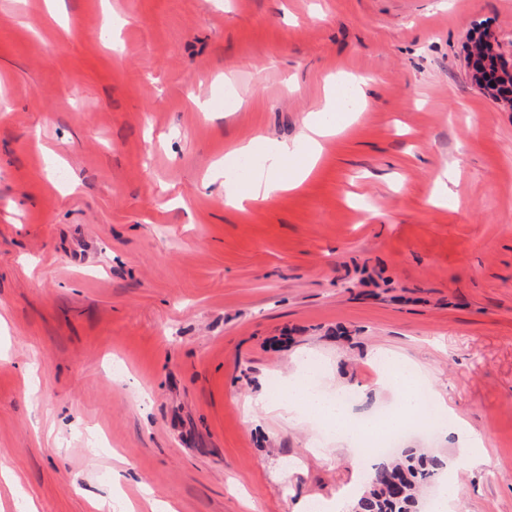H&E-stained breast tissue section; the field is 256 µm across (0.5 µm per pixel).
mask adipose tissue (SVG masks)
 I'll use <instances>...</instances> for the list:
<instances>
[{
	"label": "adipose tissue",
	"instance_id": "adipose-tissue-1",
	"mask_svg": "<svg viewBox=\"0 0 512 512\" xmlns=\"http://www.w3.org/2000/svg\"><path fill=\"white\" fill-rule=\"evenodd\" d=\"M340 124L325 122L321 115L308 117L302 127L299 141L277 142L257 135L248 141L235 144L233 153L258 155L264 160V169L255 173L245 183H228L224 186V198L236 208L244 204L267 199L275 193L299 188L313 173L322 150L321 141L329 134L340 131ZM376 362L387 364V371L381 372L378 383L392 391L395 405L393 423L419 422L422 415V401L419 394L425 376L420 369L411 366L397 369V357L382 349L374 353ZM298 368L288 378L287 397L275 400L258 396L254 404L266 414L294 425H305L320 433L324 443L355 444L362 432L378 428L374 418L351 419L348 412L338 404V397L324 387H308L303 383L306 360H298ZM451 426L458 439V454L449 459L445 468L439 492L432 504V512H458L459 496L456 472L460 460L487 461L485 432L476 430L467 422L456 419Z\"/></svg>",
	"mask_w": 512,
	"mask_h": 512
}]
</instances>
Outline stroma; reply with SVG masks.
I'll use <instances>...</instances> for the list:
<instances>
[{
    "label": "stroma",
    "instance_id": "35a3bbf8",
    "mask_svg": "<svg viewBox=\"0 0 512 512\" xmlns=\"http://www.w3.org/2000/svg\"><path fill=\"white\" fill-rule=\"evenodd\" d=\"M478 25L512 55V0H0V512L334 498L345 455L246 404L305 358L377 414L378 347L489 437L460 512H512V107ZM351 75L313 175L227 204L228 145L294 141Z\"/></svg>",
    "mask_w": 512,
    "mask_h": 512
}]
</instances>
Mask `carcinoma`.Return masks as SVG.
<instances>
[{
	"label": "carcinoma",
	"instance_id": "carcinoma-1",
	"mask_svg": "<svg viewBox=\"0 0 512 512\" xmlns=\"http://www.w3.org/2000/svg\"><path fill=\"white\" fill-rule=\"evenodd\" d=\"M444 460L422 448L402 450L401 458L379 456L364 478L367 490L355 512H415L421 489L444 468Z\"/></svg>",
	"mask_w": 512,
	"mask_h": 512
}]
</instances>
